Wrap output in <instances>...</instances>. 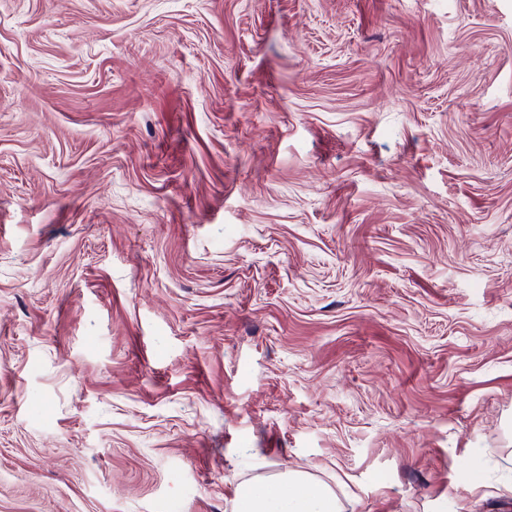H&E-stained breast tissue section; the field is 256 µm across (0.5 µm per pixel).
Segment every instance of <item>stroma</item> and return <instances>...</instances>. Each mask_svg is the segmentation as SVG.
Segmentation results:
<instances>
[{"label":"stroma","instance_id":"1","mask_svg":"<svg viewBox=\"0 0 512 512\" xmlns=\"http://www.w3.org/2000/svg\"><path fill=\"white\" fill-rule=\"evenodd\" d=\"M287 468L512 512V0H0V512Z\"/></svg>","mask_w":512,"mask_h":512}]
</instances>
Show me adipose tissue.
I'll return each mask as SVG.
<instances>
[{
    "label": "adipose tissue",
    "mask_w": 512,
    "mask_h": 512,
    "mask_svg": "<svg viewBox=\"0 0 512 512\" xmlns=\"http://www.w3.org/2000/svg\"><path fill=\"white\" fill-rule=\"evenodd\" d=\"M235 504L236 512H342L336 493L294 469L278 473L266 484H239Z\"/></svg>",
    "instance_id": "adipose-tissue-1"
}]
</instances>
